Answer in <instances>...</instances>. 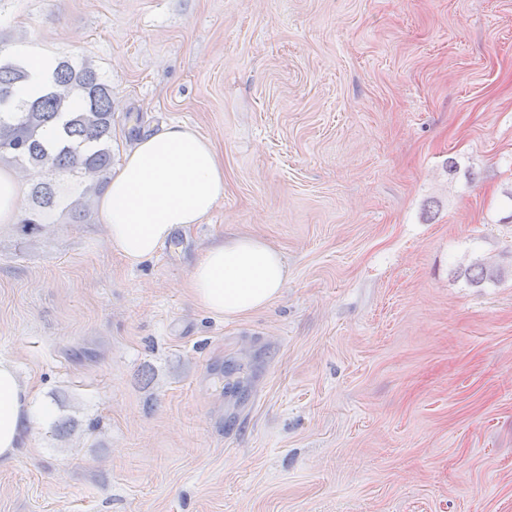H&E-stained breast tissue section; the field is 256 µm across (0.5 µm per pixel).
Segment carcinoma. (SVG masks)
<instances>
[{
  "label": "carcinoma",
  "instance_id": "1",
  "mask_svg": "<svg viewBox=\"0 0 512 512\" xmlns=\"http://www.w3.org/2000/svg\"><path fill=\"white\" fill-rule=\"evenodd\" d=\"M27 78L20 64L0 60V156L8 154L21 166L59 172L76 186L88 187L71 200L50 182L32 184L31 205L20 223L48 224L60 209L72 223L86 224L90 219L86 194L107 183L112 168L111 89L92 67L63 60L54 66L42 95L31 102L14 101L16 85ZM75 95L84 102L78 111L72 109ZM53 126L61 129V136L48 144L44 131ZM461 274L480 286L501 280L506 271L477 258Z\"/></svg>",
  "mask_w": 512,
  "mask_h": 512
}]
</instances>
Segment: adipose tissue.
Listing matches in <instances>:
<instances>
[{"mask_svg":"<svg viewBox=\"0 0 512 512\" xmlns=\"http://www.w3.org/2000/svg\"><path fill=\"white\" fill-rule=\"evenodd\" d=\"M24 181L0 167V225L23 214ZM224 197V159L215 142L187 124L143 134L122 157L97 201L111 250L134 266L158 255L177 230L203 223ZM288 284L283 256L254 235L213 239L192 267L186 294L212 316L234 321L278 300ZM35 387L0 358V463L23 447L36 419Z\"/></svg>","mask_w":512,"mask_h":512,"instance_id":"obj_1","label":"adipose tissue"}]
</instances>
